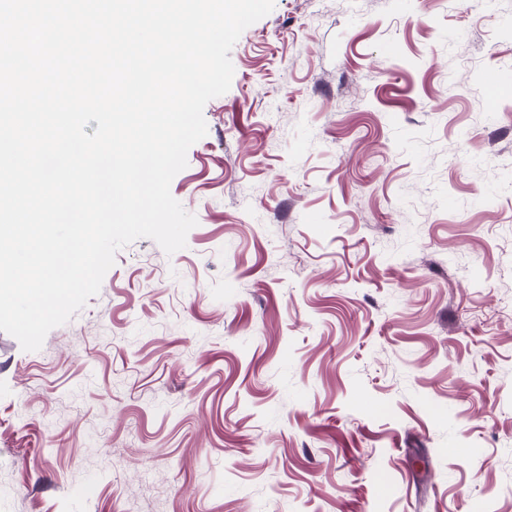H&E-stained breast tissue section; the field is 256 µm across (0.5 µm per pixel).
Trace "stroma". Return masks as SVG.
Masks as SVG:
<instances>
[{
	"label": "stroma",
	"instance_id": "stroma-1",
	"mask_svg": "<svg viewBox=\"0 0 512 512\" xmlns=\"http://www.w3.org/2000/svg\"><path fill=\"white\" fill-rule=\"evenodd\" d=\"M172 196L40 350L0 512H512V0H275Z\"/></svg>",
	"mask_w": 512,
	"mask_h": 512
}]
</instances>
